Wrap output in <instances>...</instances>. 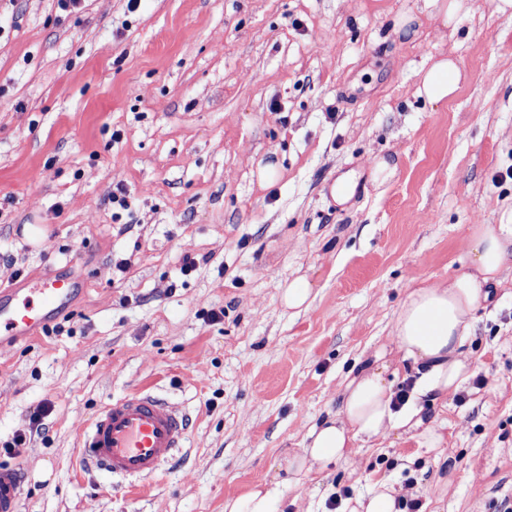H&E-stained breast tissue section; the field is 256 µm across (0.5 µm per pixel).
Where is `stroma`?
Wrapping results in <instances>:
<instances>
[{
  "label": "stroma",
  "mask_w": 512,
  "mask_h": 512,
  "mask_svg": "<svg viewBox=\"0 0 512 512\" xmlns=\"http://www.w3.org/2000/svg\"><path fill=\"white\" fill-rule=\"evenodd\" d=\"M455 36L390 17L425 0H0V283L61 270L84 289L73 335L0 348V442L42 402L21 512H224L273 482L348 375L378 348L415 283L463 268L474 224L512 212V19L468 0ZM451 54L454 100L415 97ZM397 166L373 184L371 162ZM280 176L260 186L258 172ZM355 193L337 204L336 180ZM131 207L112 219L116 186ZM42 225L50 248L23 227ZM208 256L190 276L184 255ZM128 260L125 271L116 263ZM307 276L314 300L283 308ZM223 311L220 322L207 314ZM472 371L440 415L443 448L388 436L280 486L276 512L392 485L420 512H497L512 498V275L479 308ZM148 390L190 434L131 490L84 473L78 437L110 399Z\"/></svg>",
  "instance_id": "stroma-1"
}]
</instances>
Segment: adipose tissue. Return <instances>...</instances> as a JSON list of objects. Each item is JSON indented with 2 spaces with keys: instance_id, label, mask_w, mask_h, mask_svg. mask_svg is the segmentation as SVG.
I'll use <instances>...</instances> for the list:
<instances>
[{
  "instance_id": "adipose-tissue-1",
  "label": "adipose tissue",
  "mask_w": 512,
  "mask_h": 512,
  "mask_svg": "<svg viewBox=\"0 0 512 512\" xmlns=\"http://www.w3.org/2000/svg\"><path fill=\"white\" fill-rule=\"evenodd\" d=\"M416 97L431 105L448 103L458 92L463 72L455 58L442 54L417 72ZM467 268L448 283L422 284L401 302L391 330L401 362L418 377L420 395L431 403L447 402L467 379L469 364L461 353L475 327V313L491 298V287L512 272V215L501 224H474L466 235ZM381 357L365 360L347 382L336 413L327 415L308 435L301 454L288 458V483L304 486L312 464L338 462L355 442L371 443L396 431L422 438L425 448H441L444 438L436 418L421 410H397Z\"/></svg>"
}]
</instances>
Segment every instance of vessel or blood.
Returning <instances> with one entry per match:
<instances>
[{
    "label": "vessel or blood",
    "mask_w": 512,
    "mask_h": 512,
    "mask_svg": "<svg viewBox=\"0 0 512 512\" xmlns=\"http://www.w3.org/2000/svg\"><path fill=\"white\" fill-rule=\"evenodd\" d=\"M80 285L47 272L14 288L0 287V347L35 336L68 308ZM188 439V419L169 403L137 391L103 405L80 435V467L132 481L152 478L172 463ZM22 480L0 466V512H20Z\"/></svg>",
    "instance_id": "1"
}]
</instances>
